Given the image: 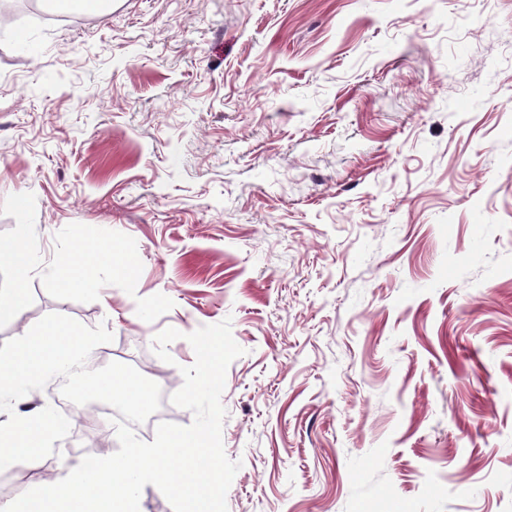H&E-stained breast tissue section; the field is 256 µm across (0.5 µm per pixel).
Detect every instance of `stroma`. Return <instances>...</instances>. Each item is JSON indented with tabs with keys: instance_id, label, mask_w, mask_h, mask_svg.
<instances>
[{
	"instance_id": "1",
	"label": "stroma",
	"mask_w": 512,
	"mask_h": 512,
	"mask_svg": "<svg viewBox=\"0 0 512 512\" xmlns=\"http://www.w3.org/2000/svg\"><path fill=\"white\" fill-rule=\"evenodd\" d=\"M156 382L230 320L228 512H512V0H115L0 27V244ZM78 257L86 285L60 270ZM181 332L154 352L166 328ZM68 413L41 473L75 458Z\"/></svg>"
}]
</instances>
